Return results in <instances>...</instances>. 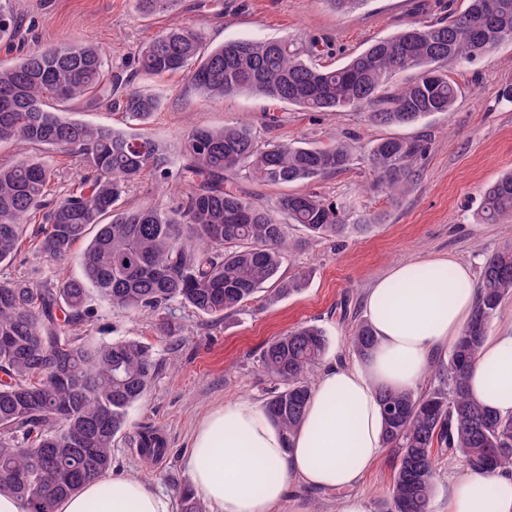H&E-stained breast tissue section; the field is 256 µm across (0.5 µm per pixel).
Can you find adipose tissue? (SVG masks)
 <instances>
[{"label": "adipose tissue", "mask_w": 512, "mask_h": 512, "mask_svg": "<svg viewBox=\"0 0 512 512\" xmlns=\"http://www.w3.org/2000/svg\"><path fill=\"white\" fill-rule=\"evenodd\" d=\"M477 303L469 266L454 258L392 266L365 295L377 345L353 363L318 375L304 419L285 437L247 400L212 410L193 433L188 454L195 494L215 512H275L295 487L340 492L335 512H370L353 492L379 464L385 447L378 395L415 388L454 345ZM468 392L512 416V318L485 337L468 376ZM57 512H172L164 493L138 478L86 483ZM445 512H512V469L471 470L448 483Z\"/></svg>", "instance_id": "adipose-tissue-1"}]
</instances>
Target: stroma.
Segmentation results:
<instances>
[{"mask_svg":"<svg viewBox=\"0 0 512 512\" xmlns=\"http://www.w3.org/2000/svg\"><path fill=\"white\" fill-rule=\"evenodd\" d=\"M18 20L12 42H0V65L15 63L23 51L65 43L100 48L110 68L130 76L133 87L157 96L162 107L142 130L178 154L196 126L246 122L262 138L305 142L320 147L345 140L355 145L349 167L317 186L327 199L372 218L363 232L338 239H313L293 230L297 247L281 273L309 271L305 289L275 301H251L227 318H210L179 308L173 315L177 335H162L160 313L113 312L93 298L95 314L81 333L103 339H135L152 347L155 377L146 398L130 411L112 451L111 475L138 477L167 494L173 512H182L177 484L188 481L190 437L202 418L234 400L263 403L274 382L259 362L263 345L301 324L325 330V361H353L348 331L365 316L364 294L399 262L452 255L480 273L492 251L512 241L511 224L475 220L482 195L500 175L512 170V101L501 92L512 84V43L499 45L473 64L452 63L448 74L463 89L455 107L412 126L380 127L364 113L307 112L275 105L244 92L224 101L209 100L183 74L150 77L137 71L139 49L169 27L188 26L211 45L234 38L280 40L301 45L319 39L330 48L320 65L336 66L371 42L412 25L435 22L460 11L463 0H363L338 10L330 0H175L167 12L142 17L136 0H0ZM385 137L421 138L427 152L410 191L389 196L370 172L364 153ZM178 180L168 186L151 178L128 182L122 197L130 207L176 208ZM80 273L77 257L58 263L40 258L32 241L0 264V282L19 277L34 285H53ZM157 431L166 440L164 456L147 460L136 448L138 435ZM396 460L386 450L379 467L357 487L383 512L390 497Z\"/></svg>","mask_w":512,"mask_h":512,"instance_id":"35a3bbf8","label":"stroma"}]
</instances>
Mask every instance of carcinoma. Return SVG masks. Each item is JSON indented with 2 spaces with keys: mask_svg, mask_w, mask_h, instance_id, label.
<instances>
[{
  "mask_svg": "<svg viewBox=\"0 0 512 512\" xmlns=\"http://www.w3.org/2000/svg\"><path fill=\"white\" fill-rule=\"evenodd\" d=\"M175 0H137L150 16ZM446 21H436L376 40L338 67L313 58L324 52L316 39L299 47L287 40L228 39L209 47L189 27L170 28L142 49L139 72L161 77L182 72L202 96L224 100L241 92L312 112H364L377 126L413 125L447 112L461 96L448 76L450 60L473 62L512 42V0H465ZM17 18L0 9V39L16 32ZM420 75L391 92L406 71ZM106 70L104 56L89 44L32 49L0 67V144L67 151L88 166L82 189L47 211L54 169L48 157L27 156L0 167V263L17 253L28 224L42 212L38 255L62 261L92 228L80 252L81 273L57 286H33L23 278L0 283V494L16 498L22 512H55L56 505L112 466V448L130 409L148 393L156 363L151 347L134 339L80 337L77 326L92 315L90 290L114 311L165 310L172 304L199 315L224 317L277 285L273 301L305 287L307 273L287 280L280 269L298 226L312 238H336L362 220L310 189L283 193L273 206L241 185L315 184L344 170L352 146L328 147L259 140L247 123L196 127L182 145L178 171L168 148L136 132L92 125L63 115L64 106L101 91L139 126L160 108L159 99L129 87ZM423 140L385 138L367 149L376 182L403 194ZM178 177L185 185L174 210L122 203L127 182L150 177L159 184ZM512 218V171L484 193L482 224ZM512 299V241L489 254L469 322L448 353L429 369L438 385L379 394L382 438L397 451L389 512H429L434 492L435 451L463 458L470 469L512 467V418L472 400L466 379L491 321ZM359 358L375 347L366 320L349 331ZM328 348L326 332L300 325L270 339L260 354L262 370L279 381L264 404L290 437L302 423L314 372ZM140 452L162 455L161 441L140 434ZM183 512H203L189 483L178 488Z\"/></svg>",
  "mask_w": 512,
  "mask_h": 512,
  "instance_id": "obj_1",
  "label": "carcinoma"
}]
</instances>
